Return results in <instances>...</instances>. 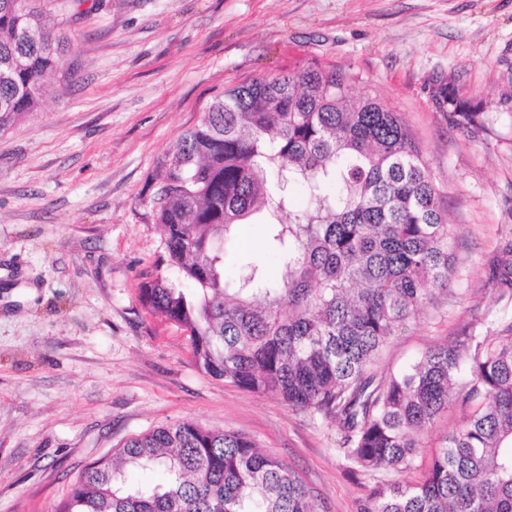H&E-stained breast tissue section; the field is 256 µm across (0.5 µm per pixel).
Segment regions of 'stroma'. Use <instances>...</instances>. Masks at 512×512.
I'll list each match as a JSON object with an SVG mask.
<instances>
[{"mask_svg": "<svg viewBox=\"0 0 512 512\" xmlns=\"http://www.w3.org/2000/svg\"><path fill=\"white\" fill-rule=\"evenodd\" d=\"M39 3L70 82L50 74L41 108L0 134V512H53L90 463L182 420L245 433L327 512H352L365 480L335 424L203 374L186 332L141 306L164 252L151 175L225 90L314 59L349 70L352 95L413 131L457 236L447 294L376 365L402 369L497 307L484 265L512 237V0ZM438 78L487 101L482 128L436 109ZM238 235L228 279L244 259L276 270L262 225Z\"/></svg>", "mask_w": 512, "mask_h": 512, "instance_id": "stroma-1", "label": "stroma"}]
</instances>
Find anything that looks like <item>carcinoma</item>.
<instances>
[{
  "label": "carcinoma",
  "mask_w": 512,
  "mask_h": 512,
  "mask_svg": "<svg viewBox=\"0 0 512 512\" xmlns=\"http://www.w3.org/2000/svg\"><path fill=\"white\" fill-rule=\"evenodd\" d=\"M64 41L34 0H0V133L43 98ZM354 76L312 61L215 98L151 175L165 238L159 274L139 285L152 314L189 333L204 374L336 424V451L375 483L355 512H512V320L472 314L452 340L382 377L374 363L456 273V234L431 169L400 113L350 94ZM432 99L459 124L484 107L439 79ZM308 198L294 207L290 188ZM294 220L285 223L281 216ZM263 218L276 272L251 263L226 286L239 224ZM496 302L512 303V238L488 263ZM469 409L427 464L422 436ZM159 467L128 485L122 466ZM54 512H325L304 481L246 435L178 421L88 466Z\"/></svg>",
  "instance_id": "1"
}]
</instances>
